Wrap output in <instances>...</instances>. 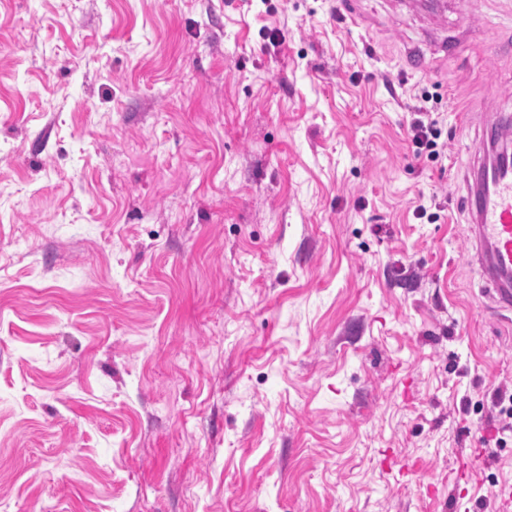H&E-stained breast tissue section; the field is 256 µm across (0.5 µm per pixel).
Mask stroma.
I'll return each mask as SVG.
<instances>
[{"mask_svg": "<svg viewBox=\"0 0 512 512\" xmlns=\"http://www.w3.org/2000/svg\"><path fill=\"white\" fill-rule=\"evenodd\" d=\"M443 2L0 0V512H512V0ZM435 126V120L427 121V123H425L423 120H416L414 123H412L410 132L412 142L416 145L417 148H424L430 150L431 154L438 155L439 151L436 149L438 146V143L436 142L438 133ZM488 181L485 193L468 192V210L475 215L474 232L484 247L485 269L498 286L495 291L504 310L512 301V167L480 177Z\"/></svg>", "mask_w": 512, "mask_h": 512, "instance_id": "stroma-1", "label": "stroma"}]
</instances>
